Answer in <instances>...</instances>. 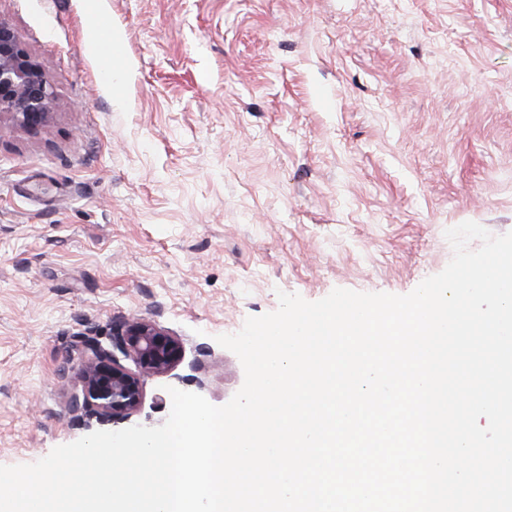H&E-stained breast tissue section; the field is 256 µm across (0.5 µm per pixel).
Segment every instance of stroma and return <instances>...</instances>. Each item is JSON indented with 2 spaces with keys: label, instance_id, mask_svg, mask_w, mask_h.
Wrapping results in <instances>:
<instances>
[{
  "label": "stroma",
  "instance_id": "35a3bbf8",
  "mask_svg": "<svg viewBox=\"0 0 512 512\" xmlns=\"http://www.w3.org/2000/svg\"><path fill=\"white\" fill-rule=\"evenodd\" d=\"M57 99L0 133V465L99 430L69 409L77 349L137 317L169 388L226 404L220 346L278 291L405 295L448 228L512 232V0H0ZM111 27L108 68L95 36Z\"/></svg>",
  "mask_w": 512,
  "mask_h": 512
}]
</instances>
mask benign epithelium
<instances>
[{
	"label": "benign epithelium",
	"instance_id": "1",
	"mask_svg": "<svg viewBox=\"0 0 512 512\" xmlns=\"http://www.w3.org/2000/svg\"><path fill=\"white\" fill-rule=\"evenodd\" d=\"M54 105L55 92L43 66L14 27L0 18V118L22 129L39 127L48 123ZM116 349L132 358L138 371L122 365ZM180 357V342L145 319L114 325L109 348L87 336L79 346V391L70 408L101 424L125 419L141 404V376L163 373Z\"/></svg>",
	"mask_w": 512,
	"mask_h": 512
}]
</instances>
